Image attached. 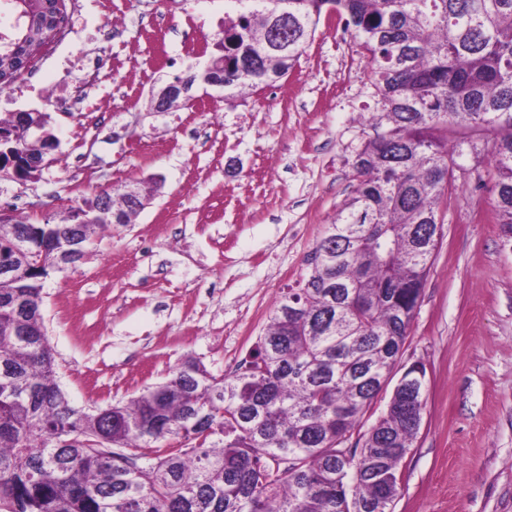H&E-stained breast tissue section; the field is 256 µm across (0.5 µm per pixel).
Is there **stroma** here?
Instances as JSON below:
<instances>
[{
    "label": "stroma",
    "mask_w": 512,
    "mask_h": 512,
    "mask_svg": "<svg viewBox=\"0 0 512 512\" xmlns=\"http://www.w3.org/2000/svg\"><path fill=\"white\" fill-rule=\"evenodd\" d=\"M75 53L112 17L116 63L100 121L53 113L55 161L0 179V208L57 224L76 197L141 184L153 195L76 269L44 282L58 382L92 411L164 381L185 357L217 375L247 356L285 288L353 189L374 134L366 60L335 16L288 76L234 102L197 96L150 112L158 80L185 76L222 38L234 0H83ZM222 115L220 123L211 113ZM397 372L426 367L427 405L395 512H512V240L492 183L460 172Z\"/></svg>",
    "instance_id": "35a3bbf8"
}]
</instances>
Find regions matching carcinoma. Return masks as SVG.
<instances>
[{
	"label": "carcinoma",
	"mask_w": 512,
	"mask_h": 512,
	"mask_svg": "<svg viewBox=\"0 0 512 512\" xmlns=\"http://www.w3.org/2000/svg\"><path fill=\"white\" fill-rule=\"evenodd\" d=\"M210 66L224 90L273 83L314 39L322 14L353 31L382 132L352 168V196L276 302L231 376L187 359L122 405L85 413L56 381L43 286L75 236L70 224L105 198L130 224L142 207L102 189L58 224H0V507L5 512H376L395 505L427 404L392 382L456 190L462 145L493 181V214L512 240V0H235ZM26 28L0 68L54 35L56 0H19ZM48 112L0 113L15 159L41 154ZM493 135L487 156L472 136ZM394 384L367 430L374 399ZM157 444L151 457L136 449Z\"/></svg>",
	"instance_id": "obj_1"
}]
</instances>
